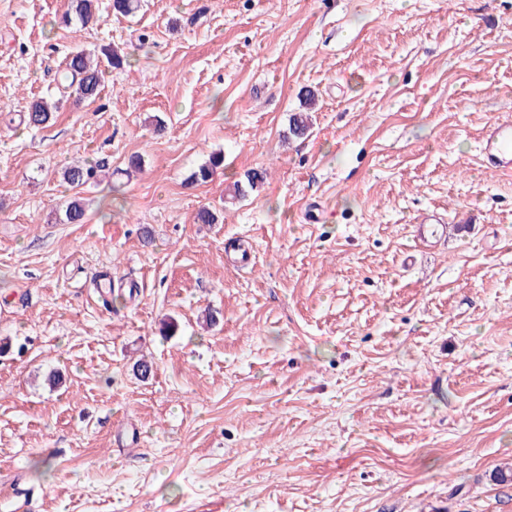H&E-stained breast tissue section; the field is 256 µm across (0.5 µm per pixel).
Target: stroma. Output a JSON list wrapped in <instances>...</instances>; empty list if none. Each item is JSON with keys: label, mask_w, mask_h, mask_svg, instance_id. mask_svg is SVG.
Returning <instances> with one entry per match:
<instances>
[{"label": "stroma", "mask_w": 512, "mask_h": 512, "mask_svg": "<svg viewBox=\"0 0 512 512\" xmlns=\"http://www.w3.org/2000/svg\"><path fill=\"white\" fill-rule=\"evenodd\" d=\"M98 6L0 0V512H512V0ZM96 50L75 49L66 58L62 77L78 101L95 99L100 92L103 72L94 64ZM60 101H54L52 103L47 102L46 100H35L28 107L26 117L27 124L29 126L38 127L46 124L50 116L53 112H57L60 108ZM482 163L503 176H512V118L510 113L491 121L480 147ZM104 165L97 162L84 166H72L63 173L64 180L72 187H80L90 182H95L98 172H101Z\"/></svg>", "instance_id": "stroma-1"}]
</instances>
